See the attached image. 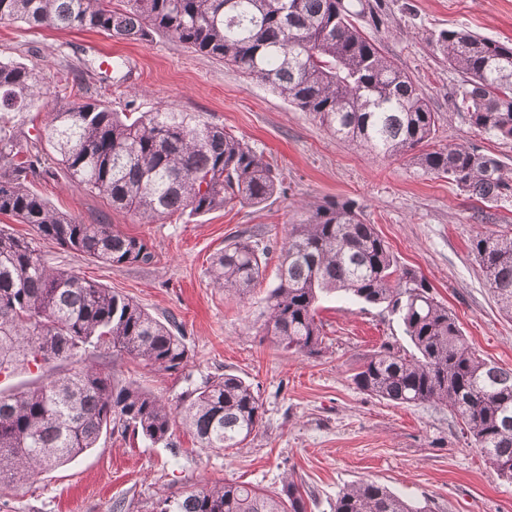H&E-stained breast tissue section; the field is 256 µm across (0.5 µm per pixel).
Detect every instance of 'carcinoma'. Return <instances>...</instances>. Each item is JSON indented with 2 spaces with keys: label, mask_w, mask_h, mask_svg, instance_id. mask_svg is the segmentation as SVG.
<instances>
[{
  "label": "carcinoma",
  "mask_w": 512,
  "mask_h": 512,
  "mask_svg": "<svg viewBox=\"0 0 512 512\" xmlns=\"http://www.w3.org/2000/svg\"><path fill=\"white\" fill-rule=\"evenodd\" d=\"M0 0V20L30 29L97 31L125 40L161 34L240 69L309 112L337 139L383 159H408L447 178L481 203L512 198V174L494 155L434 141V112L411 75L381 52L358 21L383 25L380 0ZM432 42L463 76L451 105L477 130L512 142V43L466 28ZM45 74L0 60V215L33 225L65 251L119 267L148 263V242L110 224L59 212L30 183L60 168L81 189L149 222L259 206L281 190L271 164L225 128L190 122L166 108L137 117L102 102L49 104ZM45 113L54 154L45 163L23 144L26 114ZM488 290L512 316V232L487 229L470 244ZM270 245L237 237L215 254L212 283L243 298L265 278ZM341 291L399 313L413 351L383 345L352 374L356 388L395 405L445 406L461 432L512 481V369L482 357L457 319L411 269L397 270L390 247L352 199L314 203L287 225L262 335L304 356L323 349L317 304ZM98 358L126 356L156 371H178L188 348L175 320L162 322L132 299L72 270L47 264L33 241L0 229V374L34 363L32 385L0 391V498L97 447L108 432L171 444L176 422L198 446L241 447L262 421L245 379L226 374L176 404L115 378ZM152 512H307L294 480L268 492L244 482H204L154 503ZM334 512H423L386 486L360 480Z\"/></svg>",
  "instance_id": "carcinoma-1"
}]
</instances>
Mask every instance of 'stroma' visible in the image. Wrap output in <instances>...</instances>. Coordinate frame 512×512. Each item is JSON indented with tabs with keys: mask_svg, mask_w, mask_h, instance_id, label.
<instances>
[{
	"mask_svg": "<svg viewBox=\"0 0 512 512\" xmlns=\"http://www.w3.org/2000/svg\"><path fill=\"white\" fill-rule=\"evenodd\" d=\"M382 5L381 50L416 80L438 112L436 142L476 145L512 170V143L449 115L448 100L461 76L431 41L439 30L463 27L512 42V0ZM107 55L125 60L122 81L107 78L101 65ZM0 59L44 71L50 100L59 107L78 98L138 114L164 106L231 130L274 166L286 187L258 207L148 223L77 189L64 173L35 181L52 208L85 224L114 225L153 247L149 263L110 267L38 243L49 265L100 282L181 326L189 350L183 370L158 372L125 358L107 359L116 377L175 401L206 379L233 373L258 391L263 415L246 445L227 453L198 447L180 427L172 449L128 435L107 436L28 492L0 499V512H112L119 500L128 512H150L156 499L202 479L277 490L289 477L306 490L307 512H333L338 493L362 479L430 512H512V482L467 446L447 407L396 405L353 384L354 370L381 345L410 349L397 315L336 294L323 296L318 317L325 346L320 355L304 357L262 336L274 277L241 299L214 287L207 273L211 258L236 236L253 234L273 244L301 206L351 198L389 244L398 269L422 275L457 316L469 343L483 357L512 368V318L499 310L470 251L473 237L494 219H512V199L484 205L446 179L422 175L407 160L371 158L238 69L157 34L126 41L2 21Z\"/></svg>",
	"mask_w": 512,
	"mask_h": 512,
	"instance_id": "1",
	"label": "stroma"
}]
</instances>
